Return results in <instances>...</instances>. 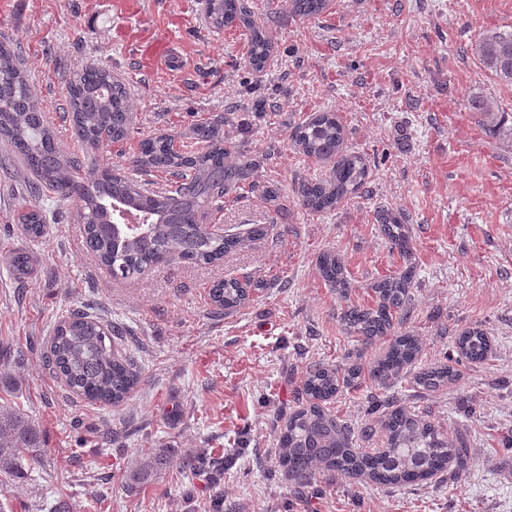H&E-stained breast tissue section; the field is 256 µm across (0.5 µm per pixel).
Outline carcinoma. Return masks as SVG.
Listing matches in <instances>:
<instances>
[{
    "label": "carcinoma",
    "mask_w": 512,
    "mask_h": 512,
    "mask_svg": "<svg viewBox=\"0 0 512 512\" xmlns=\"http://www.w3.org/2000/svg\"><path fill=\"white\" fill-rule=\"evenodd\" d=\"M326 4L327 0H291L292 12L299 17L317 15ZM207 9L214 27L235 23L249 31L250 63L257 69L264 67L271 45L264 29L251 19L244 0H207ZM471 52L498 79L512 83V31L481 34ZM67 94L73 135L85 147L95 149L105 141L115 143L127 137L132 124L128 92L111 71L97 64L84 66L74 74ZM474 107L491 136L512 141L511 112L499 111L496 102L484 98L476 100ZM223 125L219 119L196 125L189 135L193 144L184 150L175 147L172 136L147 137L139 142L127 173L91 169L80 177L81 159L59 151L45 110L16 54L8 42L0 40V138L31 171V196L38 199L50 190L76 200L83 245L115 279L133 280L167 260L215 264L265 234V226L258 225L245 236L224 235L207 223L212 212L222 209L224 193L245 181L252 168V163L224 148ZM344 138V127L334 112H319L294 128L293 145L306 156L331 165L328 178L303 184L306 208L334 210L343 198L367 184V160L359 153L343 152ZM141 169L169 174L173 181L163 189L149 187L136 178ZM114 203L137 210L144 220L142 226L128 231L121 224L113 225ZM378 219L390 244L408 252L405 225L387 214ZM22 220L30 237L42 236L44 220L37 207L24 213ZM7 264L20 278L32 270L31 256L24 251L10 253ZM319 271L338 294L348 293L351 282L336 253L320 256ZM412 280L408 268L377 281L371 286L374 306L350 305L341 315L344 330L365 344L392 335L371 369L372 378L383 387L411 366L421 350L417 337L392 334L408 313ZM248 297L249 292L235 278L219 281L210 289L214 306L226 314L240 308ZM457 349L460 356L482 362L491 354V341L487 332L475 325L460 333ZM42 359L73 395L94 404L123 401L139 380L135 362L115 351L112 329L81 310L70 312L59 322ZM355 378L354 371L332 366L314 364L307 369L303 390L309 404L289 413L279 433L280 466L295 484L307 485L317 470L337 471L349 479L382 485H409L465 468L462 442L384 397L372 398L368 406V414L376 416L385 432L384 447L374 451L357 447L355 430L325 407ZM456 380L457 373L447 363L427 367L416 378L427 391ZM42 453L40 429L20 411L0 404V473L20 475L23 465L39 462ZM163 461L162 451L144 458L130 471V482L147 481ZM188 468L206 471L214 483L220 482L219 467L205 453L191 459Z\"/></svg>",
    "instance_id": "obj_1"
}]
</instances>
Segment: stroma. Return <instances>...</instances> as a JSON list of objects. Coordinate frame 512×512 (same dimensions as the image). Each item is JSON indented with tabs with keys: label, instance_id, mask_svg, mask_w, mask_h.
I'll use <instances>...</instances> for the list:
<instances>
[{
	"label": "stroma",
	"instance_id": "stroma-1",
	"mask_svg": "<svg viewBox=\"0 0 512 512\" xmlns=\"http://www.w3.org/2000/svg\"><path fill=\"white\" fill-rule=\"evenodd\" d=\"M273 46L263 70L248 61L245 31L214 28L205 0H0L8 38L61 149L87 164L125 167L140 139L224 119V145L253 162L256 190L237 188L215 216L225 232L266 225L268 235L215 265L158 264L134 280L112 279L83 246L77 205L31 198L29 172L0 142V404L19 408L44 435L40 463L24 478L0 474V512H512V143L491 138L470 99L512 113V85L472 54L487 31H512V0H329L318 15H292L290 0H245ZM121 78L133 106L130 136L93 151L78 146L66 87L86 64ZM267 108L252 111L253 100ZM333 112L348 151L370 163L369 182L334 211L302 205V184L326 166L294 148L292 128ZM275 188L265 200L260 187ZM37 206L41 238L19 216ZM409 228L410 257L380 230L378 214ZM32 256L24 279L5 259ZM338 254L353 284L348 301L323 281L318 259ZM413 265L402 329L421 351L381 388L370 368L388 344H362L344 330L345 303L374 305L370 286ZM227 277L264 286L234 313L208 296ZM81 309L118 327L117 348L140 381L116 405L74 398L42 366L62 316ZM479 325L491 358L459 357L460 332ZM23 361H16V353ZM459 381L437 392L414 381L436 363ZM357 370L329 404L353 428L385 395L449 437H463L468 466L456 477L399 487L316 474L290 481L279 463L277 421L307 405L308 366ZM163 450L156 475L129 487L142 457ZM208 452L220 483L184 471Z\"/></svg>",
	"mask_w": 512,
	"mask_h": 512
}]
</instances>
